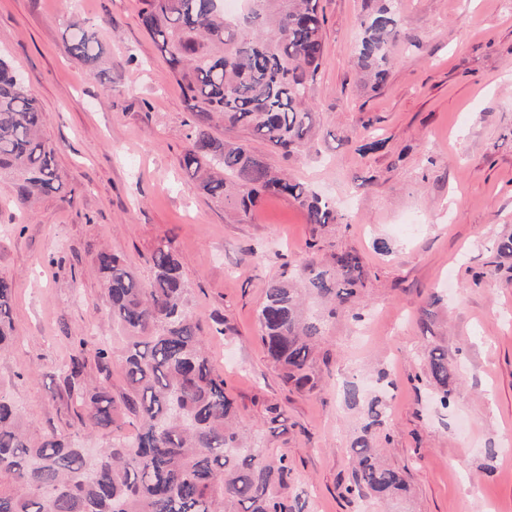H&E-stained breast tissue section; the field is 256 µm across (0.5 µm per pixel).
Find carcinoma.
Segmentation results:
<instances>
[{"mask_svg": "<svg viewBox=\"0 0 512 512\" xmlns=\"http://www.w3.org/2000/svg\"><path fill=\"white\" fill-rule=\"evenodd\" d=\"M140 3V23L181 85L192 117L180 165L196 188L220 202L233 201L242 219L262 195L273 194L297 201L316 228L338 223L334 201L275 171L247 142L225 140L210 124L216 115L224 127L244 128L287 157L307 148L313 136L310 91L326 52L320 0H249L238 19L226 17L223 0ZM398 10L399 0H382L361 21L357 63L377 87L388 75L390 46L402 39ZM66 50L91 65L104 54L82 29ZM18 77V68L0 56V178L11 180L15 201L24 206L60 191L62 178L56 149L43 132V111ZM492 250L495 270L508 262L511 285L512 232L500 234ZM150 262L153 278L144 285L119 256L107 250L97 256L112 325L125 334L127 389L115 396L106 378L91 387L85 383L82 340L58 368L69 398L82 410L81 431L110 436L106 447L90 458L70 436H35L0 395V512H304L306 501L292 489L288 455L269 457L248 446L235 401L197 333L172 241H159ZM364 263L353 249L328 261L313 249L266 284L257 311L260 342L297 389L314 388L310 368L326 317L356 301ZM12 295L13 282L0 277V351L13 336ZM307 297L325 305L328 316L307 310ZM425 375L448 407L458 371L443 346L429 347ZM344 400L361 416L344 493L402 500L407 481L382 461L375 444L387 417L383 396L366 398L349 382ZM120 414L132 419L133 433L116 423Z\"/></svg>", "mask_w": 512, "mask_h": 512, "instance_id": "carcinoma-1", "label": "carcinoma"}]
</instances>
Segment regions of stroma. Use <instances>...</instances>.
<instances>
[{
    "label": "stroma",
    "mask_w": 512,
    "mask_h": 512,
    "mask_svg": "<svg viewBox=\"0 0 512 512\" xmlns=\"http://www.w3.org/2000/svg\"><path fill=\"white\" fill-rule=\"evenodd\" d=\"M379 3L322 0L326 53L307 149L285 158L247 130L224 132L335 200L343 222L316 232L293 199L263 196L229 224L223 204L197 191L179 164L184 96L139 25V0H0V53L44 111L65 185L20 207L0 180V276L14 285L16 333L0 353V393L31 432L74 429L54 374L74 338L90 353L109 340L108 375L91 360L85 380L124 389V340L110 327L96 258L118 254L146 283L151 251L168 239L226 392L255 447L288 453L308 512H380L343 495L359 418L342 386L357 381L368 394L382 376L385 455L408 481L406 512H512V286L487 271L492 243L482 235L512 225V0H403L405 39L376 88L359 79L354 49ZM76 23L104 45L97 66L65 50ZM366 125L384 146L362 154ZM314 238L322 256L364 255L368 320L330 322L315 386L300 391L268 359L256 313L265 283L299 264ZM378 239L388 252L374 249ZM474 271L485 277L471 288ZM432 293L444 298L432 329L460 371L445 408L423 379L420 318Z\"/></svg>",
    "instance_id": "35a3bbf8"
}]
</instances>
